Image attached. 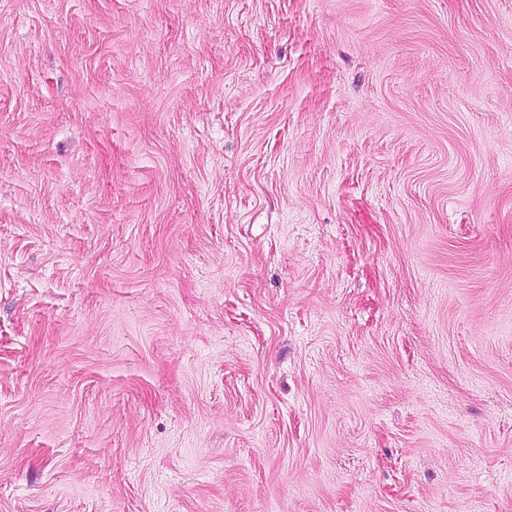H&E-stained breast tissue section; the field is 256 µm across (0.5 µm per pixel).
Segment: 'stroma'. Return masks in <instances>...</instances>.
I'll use <instances>...</instances> for the list:
<instances>
[{"mask_svg":"<svg viewBox=\"0 0 512 512\" xmlns=\"http://www.w3.org/2000/svg\"><path fill=\"white\" fill-rule=\"evenodd\" d=\"M0 512H512V0H0Z\"/></svg>","mask_w":512,"mask_h":512,"instance_id":"obj_1","label":"stroma"}]
</instances>
